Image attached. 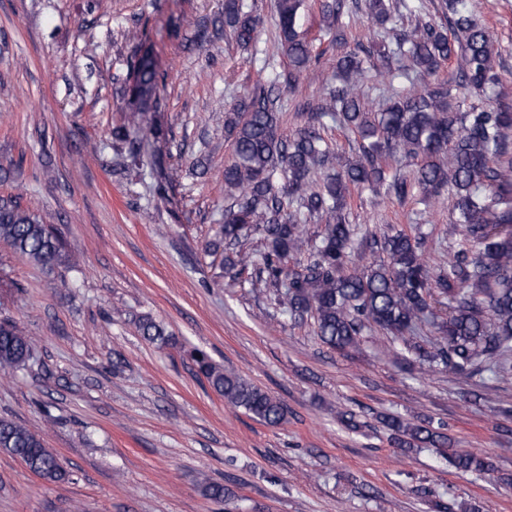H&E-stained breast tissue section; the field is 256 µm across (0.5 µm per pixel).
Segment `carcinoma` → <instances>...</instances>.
Masks as SVG:
<instances>
[{"label":"carcinoma","mask_w":512,"mask_h":512,"mask_svg":"<svg viewBox=\"0 0 512 512\" xmlns=\"http://www.w3.org/2000/svg\"><path fill=\"white\" fill-rule=\"evenodd\" d=\"M304 0H275L279 50L288 70L284 87L261 86L224 113L231 160L224 165V225L209 248L224 252V277L251 280L265 288L282 313L295 322L314 321L320 341L344 350L377 328L392 343L420 361L450 372L506 379L512 375V108L452 105L448 87L431 85L443 63L454 59L458 85L485 93L498 84L497 51L489 31L467 13L464 0H447L448 24L416 14L412 0H396L407 24L373 46L356 44L336 62L340 84L327 88L325 106L311 113L308 126L289 136L279 134L283 90L309 78L312 50L298 31ZM365 11L379 24L390 17L385 0H364ZM359 0H323L325 29L336 46L347 39L339 26L352 17ZM259 18L240 0H224V31L238 48L257 55ZM393 59L397 67L377 71L379 82L403 78L410 87L393 91L378 111L364 102L363 85L373 59ZM158 88V72L145 53L133 67L132 96L138 107L112 130V143L141 156L146 120L141 105ZM332 125L360 139L359 154L346 159L321 134ZM401 157L414 166L408 176L390 166ZM378 186L403 201L427 199L451 191L461 224L460 238L448 246V261L432 267L421 255L420 239L390 228L379 239L358 238L347 213L352 191ZM322 224L307 235L306 226ZM252 235L262 238L257 255L243 251ZM0 241L38 266L74 265L57 230L21 205L17 196H0ZM364 245L386 258L348 271L350 255ZM445 308L434 323L439 336L428 351L407 337ZM135 326L158 348L174 342L167 328L148 314ZM33 340L14 322L0 321V375L13 376L34 359ZM196 372L224 401L267 425L284 418L283 407L268 392L208 354H192ZM403 448H436L462 472L492 474V461L453 448L443 424L384 418ZM0 450L19 458L41 479L61 483L70 473L60 458L25 425L0 418Z\"/></svg>","instance_id":"cac0c4a2"}]
</instances>
